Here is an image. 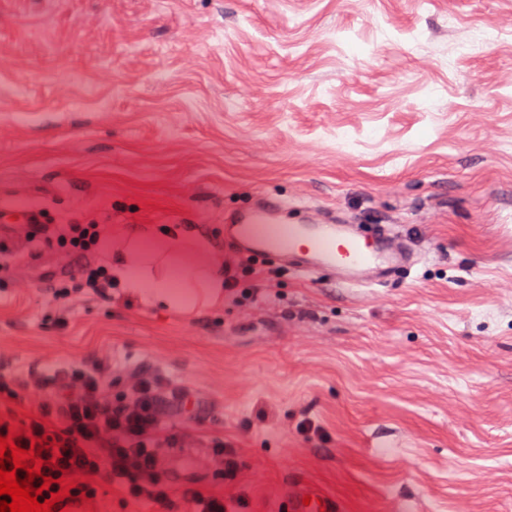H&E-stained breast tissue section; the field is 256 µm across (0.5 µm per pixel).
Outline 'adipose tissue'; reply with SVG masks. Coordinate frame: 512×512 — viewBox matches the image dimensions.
Masks as SVG:
<instances>
[{"label": "adipose tissue", "instance_id": "ef3b65f1", "mask_svg": "<svg viewBox=\"0 0 512 512\" xmlns=\"http://www.w3.org/2000/svg\"><path fill=\"white\" fill-rule=\"evenodd\" d=\"M120 246L111 256L112 276L122 282L126 291L141 299L148 307L186 311L224 301V274L220 268L195 271L193 256L197 242L172 233L165 237L143 239L138 257L126 256L129 237L122 227L112 231Z\"/></svg>", "mask_w": 512, "mask_h": 512}]
</instances>
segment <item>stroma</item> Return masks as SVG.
Here are the masks:
<instances>
[{"instance_id": "35a3bbf8", "label": "stroma", "mask_w": 512, "mask_h": 512, "mask_svg": "<svg viewBox=\"0 0 512 512\" xmlns=\"http://www.w3.org/2000/svg\"><path fill=\"white\" fill-rule=\"evenodd\" d=\"M266 193L415 262L267 281L224 245ZM1 202L175 227L239 280L177 313L57 302L84 262L58 246L0 269V369L108 360L113 398L142 369L199 400L163 421L169 507L92 478L112 512H191L188 485L272 512L299 481L343 512H512V0H0Z\"/></svg>"}]
</instances>
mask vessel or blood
I'll use <instances>...</instances> for the list:
<instances>
[{"label": "vessel or blood", "instance_id": "vessel-or-blood-1", "mask_svg": "<svg viewBox=\"0 0 512 512\" xmlns=\"http://www.w3.org/2000/svg\"><path fill=\"white\" fill-rule=\"evenodd\" d=\"M286 202L275 195H263L253 204L225 211L224 236L238 253H277L283 261H296L302 273L319 265L331 266L339 281L349 287L370 285L404 266L403 255L391 246L388 236L377 242L363 240L353 224H339L322 215L305 212L304 220L291 224L283 220ZM311 504H304V496ZM276 512H341L340 502L302 484L288 491L287 502H276Z\"/></svg>", "mask_w": 512, "mask_h": 512}]
</instances>
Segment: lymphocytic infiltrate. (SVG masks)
Listing matches in <instances>:
<instances>
[{
    "mask_svg": "<svg viewBox=\"0 0 512 512\" xmlns=\"http://www.w3.org/2000/svg\"><path fill=\"white\" fill-rule=\"evenodd\" d=\"M111 368L96 362H63L50 369L20 377L0 371V389L19 386L41 395L37 407L23 416L0 420V436L9 426L24 425L17 446L29 448L31 437L58 442L57 451L43 450L45 475L53 479L43 498L57 492L61 476L89 478L106 475L134 501L168 502L171 490L164 480L161 458L164 449L179 447L182 436L161 428L163 417L187 415L194 402L182 389L162 376L138 374L121 398H112Z\"/></svg>",
    "mask_w": 512,
    "mask_h": 512,
    "instance_id": "obj_1",
    "label": "lymphocytic infiltrate"
}]
</instances>
